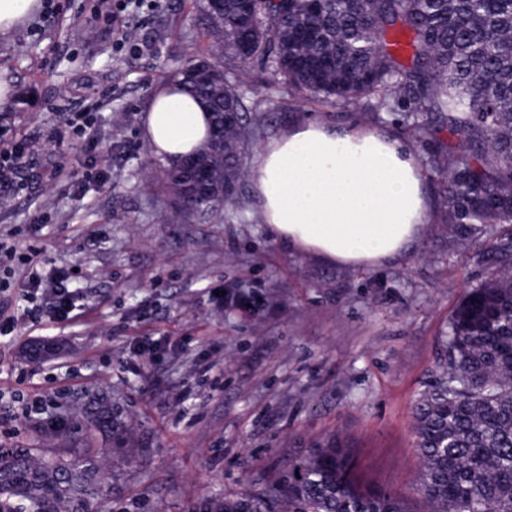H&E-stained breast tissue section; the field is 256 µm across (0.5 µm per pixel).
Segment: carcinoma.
Listing matches in <instances>:
<instances>
[{"instance_id": "cac0c4a2", "label": "carcinoma", "mask_w": 512, "mask_h": 512, "mask_svg": "<svg viewBox=\"0 0 512 512\" xmlns=\"http://www.w3.org/2000/svg\"><path fill=\"white\" fill-rule=\"evenodd\" d=\"M205 32L230 70L253 63L317 101L404 108L412 136L436 140L429 163L448 234L481 245L488 271L455 308L412 404L418 509L361 485L354 453L334 436L259 489L207 497L196 512H512V0H224L222 20ZM196 62L177 76L223 138L194 165L163 170L185 222L237 198L247 177L239 156L257 131L228 73ZM267 300L234 291L227 306L259 311ZM57 419L54 436L72 450L0 453V512H103L113 466L142 452L117 395L86 392ZM98 433L112 437L116 464L91 448Z\"/></svg>"}]
</instances>
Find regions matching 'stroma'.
<instances>
[{"instance_id": "35a3bbf8", "label": "stroma", "mask_w": 512, "mask_h": 512, "mask_svg": "<svg viewBox=\"0 0 512 512\" xmlns=\"http://www.w3.org/2000/svg\"><path fill=\"white\" fill-rule=\"evenodd\" d=\"M97 0H44L33 19L0 36V72L13 99L0 108V145L34 155L0 196V241L34 247L73 269L84 296L74 317L43 318L0 345V448L52 444L22 415L23 399L63 404L88 389L125 397L143 453L105 512H189L203 498L257 488L329 435L354 446L363 478L415 498L411 406L433 367L438 336L482 267L452 248L433 218L413 256L379 269L331 267L269 237L251 182L245 204L214 218L171 220L161 163L142 136L155 88L204 46L199 0H153L133 28L136 52L94 14ZM249 111L267 115L242 153L295 117L402 137L398 113L317 102L259 68L236 70ZM87 113L84 137L68 121ZM102 181H83L88 168ZM272 293L253 314L214 295L237 282ZM62 354L27 361L29 339Z\"/></svg>"}]
</instances>
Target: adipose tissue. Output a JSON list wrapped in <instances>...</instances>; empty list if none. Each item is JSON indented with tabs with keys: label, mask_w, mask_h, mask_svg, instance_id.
<instances>
[{
	"label": "adipose tissue",
	"mask_w": 512,
	"mask_h": 512,
	"mask_svg": "<svg viewBox=\"0 0 512 512\" xmlns=\"http://www.w3.org/2000/svg\"><path fill=\"white\" fill-rule=\"evenodd\" d=\"M210 126L173 80L154 90L142 134L168 165L202 148ZM251 179L273 239L331 266L373 269L411 255L432 220L418 155L384 131L295 120L259 153Z\"/></svg>",
	"instance_id": "ef3b65f1"
}]
</instances>
